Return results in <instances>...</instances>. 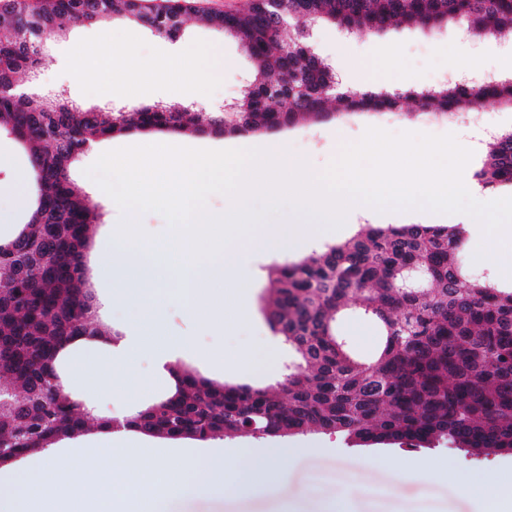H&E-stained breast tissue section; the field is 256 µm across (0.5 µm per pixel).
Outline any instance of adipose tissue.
<instances>
[{
	"label": "adipose tissue",
	"mask_w": 512,
	"mask_h": 512,
	"mask_svg": "<svg viewBox=\"0 0 512 512\" xmlns=\"http://www.w3.org/2000/svg\"><path fill=\"white\" fill-rule=\"evenodd\" d=\"M483 138L474 128L452 144L419 148L418 171L412 176L397 168L403 147H380L383 164L369 178L361 172L357 153L344 159L347 176L333 178L277 142L232 158L203 155L191 162L164 140L115 147L105 166L121 172L125 180L112 186L114 211L104 216L103 231L129 238L131 244L122 252L92 246V284L98 296L96 314L104 323L113 324L112 307L119 300L132 305L136 314L128 324H113L117 340L82 339L66 350V391L97 410L101 393L96 380L111 376L117 356L124 360L122 384L133 383L131 369L144 355L153 358L157 381H170L171 364L190 345L188 337L170 331V305L181 303L188 319L223 331L224 288L245 280L261 252L280 246L284 225L267 217L283 207L289 222L317 226L377 224L385 218L419 219L434 213L466 228L472 212L481 211L490 225L482 233L487 255L506 256L512 264V252L503 247L504 239L512 238V221L504 219L490 188L463 173ZM288 170L298 171L299 177L283 190L277 175ZM212 191L223 193V210L206 206L205 197ZM460 192L468 196L469 209L454 208ZM258 200L265 202V210L252 209ZM144 201L170 208L172 221L164 239L140 238L136 213ZM172 280L179 284L174 293L167 288ZM285 479L276 457L246 458L238 467L236 486L250 489Z\"/></svg>",
	"instance_id": "obj_1"
}]
</instances>
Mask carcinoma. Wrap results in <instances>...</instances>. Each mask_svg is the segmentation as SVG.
<instances>
[{
	"label": "carcinoma",
	"instance_id": "1",
	"mask_svg": "<svg viewBox=\"0 0 512 512\" xmlns=\"http://www.w3.org/2000/svg\"><path fill=\"white\" fill-rule=\"evenodd\" d=\"M295 37L253 3L207 21L237 40L252 75L235 112H192L179 104L82 108L35 81L50 47L78 22L130 19L162 39L181 35L191 7L166 0H36L13 8L0 30V130L26 152L36 193L31 213L0 244V466L94 426L110 425L66 395L55 377L61 350L104 336L85 288L83 251L96 206L71 177L93 143L132 131L192 129L241 135L316 119L334 101L345 110H475L487 100L512 108V80L478 88L447 84L416 94L336 89V74L311 49L307 30L330 24L375 35L405 25L434 30L467 23L474 35L512 33V0H288ZM474 178L512 186V129L487 145ZM414 269L427 288H407ZM380 328L370 358L338 331L349 304ZM261 311L293 362L274 386L215 383L174 364L175 390L117 423L162 439L212 441L323 432L346 444L431 448L446 440L472 456L512 454V286L466 273L457 233L446 226L364 224L349 239L273 265Z\"/></svg>",
	"mask_w": 512,
	"mask_h": 512
}]
</instances>
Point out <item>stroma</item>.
I'll return each mask as SVG.
<instances>
[{"label": "stroma", "instance_id": "obj_1", "mask_svg": "<svg viewBox=\"0 0 512 512\" xmlns=\"http://www.w3.org/2000/svg\"><path fill=\"white\" fill-rule=\"evenodd\" d=\"M247 0H190L189 15L177 41L158 38L131 21L108 26L75 24L67 40L55 45L52 57L40 71L39 84L49 91L67 87L81 104L119 107L127 104L126 86L114 78L107 59L118 47L131 49L148 67L166 65L172 45L187 46L208 66L211 58L223 56V70L211 73L194 87L191 106H219L237 100L250 79V64L237 42L216 31L204 20L208 14L241 9ZM309 40L317 54L336 73L343 75L352 59L368 67L376 91L429 90L448 81L454 68L448 52L462 48L477 54L478 68L499 74L501 47L510 36L475 37L459 23L433 31L404 26L382 35L344 32L331 25H315ZM77 41L93 44L94 59H82L72 50ZM399 64H381L387 52ZM380 130L385 141L408 146H428L464 134L465 128L448 116L422 112L407 104L405 112H346L331 109L320 121H299L275 136L285 141L294 155L305 157L309 166L332 168L338 152L346 146L362 149L363 170L372 174L378 160L369 145L372 130ZM110 140H102L85 153L73 168L78 185L100 209L112 205V174L99 163ZM26 158L15 140L0 133V206L9 207V188L26 171ZM355 227H332L318 237L289 238L283 252L259 257L247 281L229 285L226 307L231 314L223 334L187 320L181 304H171L168 323L177 333L190 336L192 351L182 365L219 382L264 387L280 380L291 356L287 346L271 332L261 310L260 297L267 285L269 265L304 256L324 245L344 241ZM152 362L142 358L137 365V387L113 391L111 382L101 381L102 410L119 414L129 407L153 400L160 392L151 380ZM224 470L235 479L239 460L263 448L282 451L281 463L288 472L284 482L250 492L225 491L224 495H202L178 504V512H324L327 501L342 494L350 512H488L479 488L512 484V455L471 456L446 446L406 449L395 445L347 446L343 439L327 434H304L285 438H228Z\"/></svg>", "mask_w": 512, "mask_h": 512}]
</instances>
